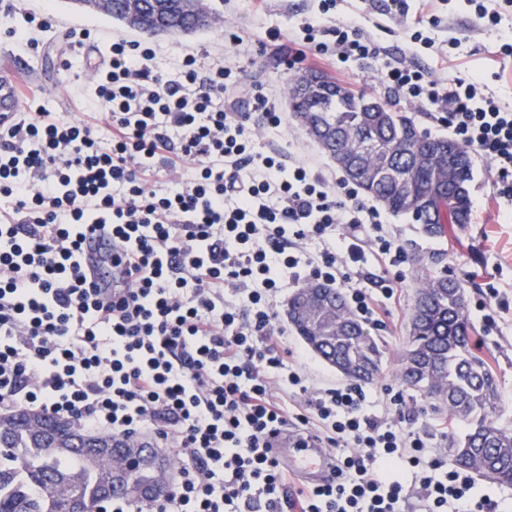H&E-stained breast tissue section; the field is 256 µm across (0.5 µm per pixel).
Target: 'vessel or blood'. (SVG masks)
<instances>
[{
	"label": "vessel or blood",
	"instance_id": "b4317fda",
	"mask_svg": "<svg viewBox=\"0 0 512 512\" xmlns=\"http://www.w3.org/2000/svg\"><path fill=\"white\" fill-rule=\"evenodd\" d=\"M22 101L15 75L0 73V119L10 120L18 115ZM110 245L102 237H87L82 245L81 262L92 288L104 285L105 272L101 259ZM272 452L281 467L289 474L302 479L305 484L318 485L333 481L335 462L332 454L315 439L300 436L297 427L281 428L271 438Z\"/></svg>",
	"mask_w": 512,
	"mask_h": 512
}]
</instances>
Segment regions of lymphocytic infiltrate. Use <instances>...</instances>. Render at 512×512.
I'll use <instances>...</instances> for the list:
<instances>
[{"instance_id": "f902f5d3", "label": "lymphocytic infiltrate", "mask_w": 512, "mask_h": 512, "mask_svg": "<svg viewBox=\"0 0 512 512\" xmlns=\"http://www.w3.org/2000/svg\"><path fill=\"white\" fill-rule=\"evenodd\" d=\"M321 55L374 59L358 18L304 23ZM151 42L113 40L91 75L109 142L96 124L21 112L0 126V413L27 409L116 437L146 435L174 461L169 492L96 512H400L403 476L418 471L428 512H497L472 476L448 468L405 423L369 411L356 382L310 391L303 352L276 336L279 270L347 286L352 310L373 323L388 280L352 286L368 252L405 261L395 233L343 177L329 179L257 147L253 126H280L275 96L239 82L232 67L181 77L152 67ZM394 95L443 113L451 136L479 152L512 197V107L475 80L445 79L403 62L382 65ZM248 96L251 109L235 102ZM191 168L171 191L159 174ZM109 230L122 288L87 287L80 251ZM341 231L343 246L305 253L312 236ZM291 393L297 406L281 401ZM336 460L335 481L292 486L268 434L308 428Z\"/></svg>"}]
</instances>
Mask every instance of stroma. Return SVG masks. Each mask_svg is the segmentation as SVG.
I'll use <instances>...</instances> for the list:
<instances>
[{
	"mask_svg": "<svg viewBox=\"0 0 512 512\" xmlns=\"http://www.w3.org/2000/svg\"><path fill=\"white\" fill-rule=\"evenodd\" d=\"M215 8L217 23L208 31L190 36H156L152 42L156 70L179 79L184 55L194 54L201 67L222 60L240 71L244 81L280 94L283 126L257 130L260 146L286 154L298 165L326 177L337 176L335 162L300 128L290 113L288 88L302 72L317 70L354 91H366L389 100L411 115L419 130L444 138L448 128L420 104L397 98L378 80V63L398 58L438 75L467 79L480 77L486 95L512 104V56L500 53L503 35L512 32V6L503 0H485L496 22L478 18L470 0H409L408 21L387 11V0H336L331 17L361 18L364 28L380 49L378 60L348 61L339 65L308 57L299 68H288V40L301 24L318 16L320 0H204ZM416 22L427 37V45L409 42L408 22ZM91 33L93 47L77 43L76 33ZM116 37L138 39L139 34L118 23L77 9L72 0H13L8 13L0 12V64L20 61L24 65L21 85L35 91L37 106L78 120L95 112V87L91 72ZM469 198L478 208L461 234L432 239L406 215L384 212L385 229L395 231L405 253H440L438 275L457 278L466 285L471 323L476 329L475 348L495 358L498 378L497 413L501 423H512V200L497 194V176L481 156L473 158ZM383 277L394 280V296L385 302L379 324L370 326L372 336L385 347V365L380 376L366 384L372 413L386 417L388 390L402 391L404 412L412 429L420 432L431 450L448 445V427L431 411L419 392L403 388L396 379L402 350L407 342L406 326L417 290L412 261L399 268L388 267L384 258L370 255L360 272V282L370 286ZM508 304L496 312L494 324L483 319L481 307L491 297Z\"/></svg>",
	"mask_w": 512,
	"mask_h": 512,
	"instance_id": "obj_1",
	"label": "stroma"
}]
</instances>
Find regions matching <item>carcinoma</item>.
<instances>
[{
  "instance_id": "cac0c4a2",
  "label": "carcinoma",
  "mask_w": 512,
  "mask_h": 512,
  "mask_svg": "<svg viewBox=\"0 0 512 512\" xmlns=\"http://www.w3.org/2000/svg\"><path fill=\"white\" fill-rule=\"evenodd\" d=\"M146 21L135 31L155 36L188 35L207 30L205 16L184 9L183 0H141ZM320 84L294 100L304 122L324 133L330 152L341 153L354 181L388 211L416 217L423 233L444 238L449 226L461 232L468 224L466 185L473 166L471 151L438 138L413 150L420 136L407 113L357 112L355 95H336L338 83L317 73ZM380 139L391 145L386 155L360 154L356 143ZM418 289L402 352L398 378L422 393L434 413L448 423V451L461 467L512 485V429L494 415L498 404L496 373L472 349L474 333L463 285L435 276L439 256L413 255ZM298 315L294 327L326 363L354 381L375 380L382 350L349 309L343 294L332 291L317 305L313 292L302 289L289 300ZM55 419L27 410L0 429V512H68V497L91 509L113 494L106 488L110 464L93 463L80 450L54 448L40 427ZM136 485H155L154 473L136 463L127 472Z\"/></svg>"
}]
</instances>
